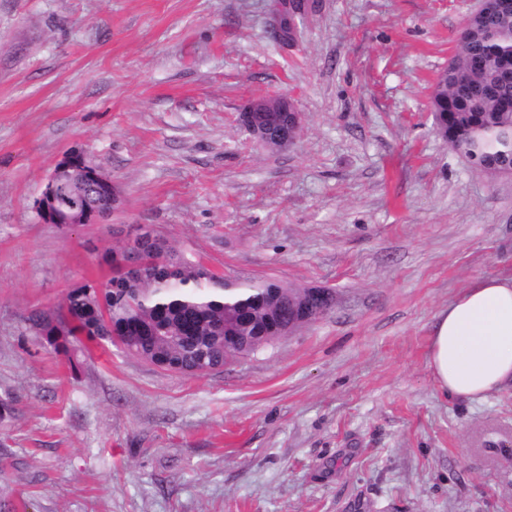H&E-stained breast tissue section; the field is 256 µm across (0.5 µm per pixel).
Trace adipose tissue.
Listing matches in <instances>:
<instances>
[{"mask_svg": "<svg viewBox=\"0 0 512 512\" xmlns=\"http://www.w3.org/2000/svg\"><path fill=\"white\" fill-rule=\"evenodd\" d=\"M428 366L443 392L468 400L512 382V276L474 280L438 314Z\"/></svg>", "mask_w": 512, "mask_h": 512, "instance_id": "ef3b65f1", "label": "adipose tissue"}]
</instances>
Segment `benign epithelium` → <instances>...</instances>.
<instances>
[{
	"instance_id": "benign-epithelium-1",
	"label": "benign epithelium",
	"mask_w": 512,
	"mask_h": 512,
	"mask_svg": "<svg viewBox=\"0 0 512 512\" xmlns=\"http://www.w3.org/2000/svg\"><path fill=\"white\" fill-rule=\"evenodd\" d=\"M307 2L274 0L276 40L295 42L297 17L305 12ZM238 123L253 139L276 150L292 146L302 130L301 113L286 96L248 100L239 112ZM97 197L110 200L115 206L119 204L112 178L76 150L55 163L34 202V209L43 224H102L103 214L93 202Z\"/></svg>"
}]
</instances>
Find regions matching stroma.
Masks as SVG:
<instances>
[{"mask_svg": "<svg viewBox=\"0 0 512 512\" xmlns=\"http://www.w3.org/2000/svg\"><path fill=\"white\" fill-rule=\"evenodd\" d=\"M481 0H0V507L5 512H512V382L471 401L428 367L438 314L512 275V174L474 169L431 95ZM303 115L286 150L249 99ZM81 150L120 203L40 223ZM161 231L233 282L332 309L199 376L33 328L109 248ZM308 0H276L273 12L276 17L274 38L293 44L297 38V17L305 12ZM239 125L255 140L276 150L292 146L302 130V116L288 96L248 100L238 116Z\"/></svg>", "mask_w": 512, "mask_h": 512, "instance_id": "stroma-1", "label": "stroma"}]
</instances>
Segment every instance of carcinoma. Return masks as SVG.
<instances>
[{
    "label": "carcinoma",
    "mask_w": 512,
    "mask_h": 512,
    "mask_svg": "<svg viewBox=\"0 0 512 512\" xmlns=\"http://www.w3.org/2000/svg\"><path fill=\"white\" fill-rule=\"evenodd\" d=\"M510 56L512 11L489 10L469 25L431 96L437 133L484 172L512 169V78L500 74ZM108 255L106 281L73 287L58 309L33 316L49 342L84 335L162 370L200 375L228 360L225 334L273 336L270 322H286L281 300L300 304L308 293L275 280L232 284L158 233Z\"/></svg>",
    "instance_id": "carcinoma-1"
}]
</instances>
